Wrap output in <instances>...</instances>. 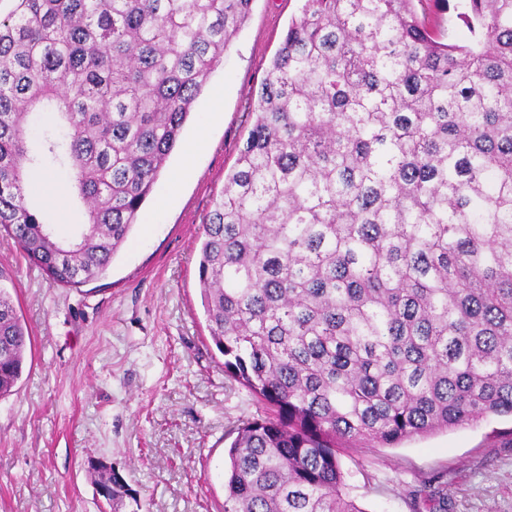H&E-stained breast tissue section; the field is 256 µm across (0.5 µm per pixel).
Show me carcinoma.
Masks as SVG:
<instances>
[{"label": "carcinoma", "mask_w": 512, "mask_h": 512, "mask_svg": "<svg viewBox=\"0 0 512 512\" xmlns=\"http://www.w3.org/2000/svg\"><path fill=\"white\" fill-rule=\"evenodd\" d=\"M11 2L0 232L77 288L128 239L253 0ZM414 2L305 0L203 225L211 340L273 411L235 429L224 512H364L340 446L512 416V0H466L464 45ZM55 167L87 218L68 241L27 203ZM29 340L0 283V397ZM88 472L121 512L123 476ZM419 494L448 512L447 485Z\"/></svg>", "instance_id": "1"}]
</instances>
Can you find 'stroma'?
Returning <instances> with one entry per match:
<instances>
[{
    "instance_id": "stroma-1",
    "label": "stroma",
    "mask_w": 512,
    "mask_h": 512,
    "mask_svg": "<svg viewBox=\"0 0 512 512\" xmlns=\"http://www.w3.org/2000/svg\"><path fill=\"white\" fill-rule=\"evenodd\" d=\"M304 0H254L251 14L197 98L164 175L184 171L159 218L139 224L105 275L78 288L50 283L0 235V272L31 344L14 391L0 398V512H110L87 475L103 460L135 497L124 512H224L225 436L265 405L224 374L201 305L198 250L224 175L252 126L270 61ZM465 0H418L444 40L472 34ZM222 89L219 115L212 93ZM205 148L187 155L196 139ZM62 199L40 204L58 239L76 234L62 211L81 207L66 168L47 172ZM350 496L364 512H415L413 493L448 484V512H512V419L487 417L393 448L340 451Z\"/></svg>"
}]
</instances>
